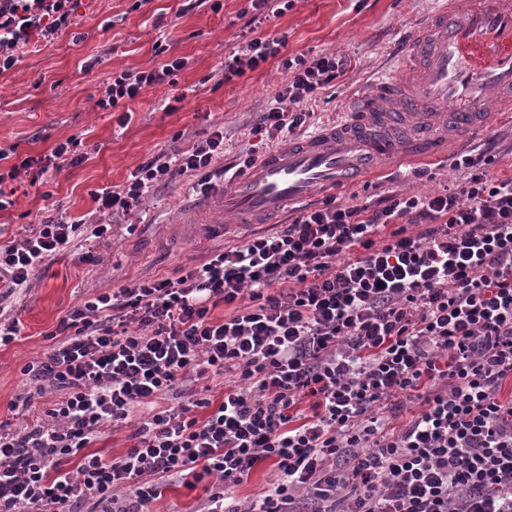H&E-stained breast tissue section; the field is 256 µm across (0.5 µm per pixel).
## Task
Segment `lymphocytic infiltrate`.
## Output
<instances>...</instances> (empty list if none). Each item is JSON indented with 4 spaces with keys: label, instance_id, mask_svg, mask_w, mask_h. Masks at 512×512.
Listing matches in <instances>:
<instances>
[{
    "label": "lymphocytic infiltrate",
    "instance_id": "lymphocytic-infiltrate-1",
    "mask_svg": "<svg viewBox=\"0 0 512 512\" xmlns=\"http://www.w3.org/2000/svg\"><path fill=\"white\" fill-rule=\"evenodd\" d=\"M250 2V38L225 57L224 79L280 57L289 80L252 133L284 141L345 66L330 54L282 56L285 38L260 25L295 0ZM80 5L0 0V73L29 45L67 32L84 40ZM186 64L118 72L96 105L117 109ZM223 156L217 126L94 192V221L50 216L0 244V303L78 237L110 233L111 218L132 214L160 183L189 176L193 192L209 194L232 171ZM87 158L75 135L44 156L0 149L12 162L0 172V211L14 204L5 180L42 186ZM489 162L458 155L467 175L446 193L299 207L185 274L85 300L59 321L45 360L23 369L37 394L61 397L15 431L0 427V512H144L164 481L188 478L212 482L201 512H512V399L501 397L512 381V177L487 175ZM220 305L227 314L212 317ZM227 374L220 401L161 404L191 377ZM138 411L122 456L93 451ZM267 460L275 481L241 509L229 487Z\"/></svg>",
    "mask_w": 512,
    "mask_h": 512
}]
</instances>
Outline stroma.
<instances>
[{"mask_svg":"<svg viewBox=\"0 0 512 512\" xmlns=\"http://www.w3.org/2000/svg\"><path fill=\"white\" fill-rule=\"evenodd\" d=\"M181 0H92L79 10L82 42L70 35L53 44L28 49L9 71L0 73V148L17 147L33 155L48 152L58 142L79 134L90 148L88 160L50 171L41 198L27 179L11 181L14 206L0 212V243L28 234L31 225L67 213L88 217L95 208L91 194L122 186L146 158L162 151L185 149L215 126L224 128V160L243 162L255 143L250 133L268 97L288 81L278 60L229 83H221L225 55L243 44L247 0H223L220 11L201 9L178 15ZM436 0H296L282 17L270 18L264 30L286 35L287 55L336 54L348 61L318 102L315 129L342 124L351 97L369 91L381 76L397 74L406 40L435 9ZM166 25L154 26L156 17ZM169 44L171 53L187 58L176 86L160 85L143 92L130 105L131 119L119 125L117 113L95 105L112 75L154 63L155 41ZM97 65L84 69L87 58ZM179 97L176 111H165L169 98ZM476 152L487 151L489 175L512 176V112L493 115L487 137L474 141ZM456 146L445 156L402 164L392 156L379 160L376 173L337 192L340 203L369 201L383 192L433 193L455 188L460 172L453 166ZM424 177H415V170ZM189 178L162 185L139 214L115 219L105 237L85 235L76 248L95 260L82 263L68 254L53 257L31 277L16 303L0 310V319H19L20 334L0 348V423L18 428L22 417L9 405L30 386L22 368L44 359L61 318L97 293L117 289L146 277H171L197 264L200 257L227 241H243L255 225H231L223 237L206 242L189 239L182 221L191 219L196 200ZM207 496L204 484L187 488L175 480L149 512H199Z\"/></svg>","mask_w":512,"mask_h":512,"instance_id":"1","label":"stroma"}]
</instances>
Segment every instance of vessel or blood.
I'll return each mask as SVG.
<instances>
[{
    "label": "vessel or blood",
    "mask_w": 512,
    "mask_h": 512,
    "mask_svg": "<svg viewBox=\"0 0 512 512\" xmlns=\"http://www.w3.org/2000/svg\"><path fill=\"white\" fill-rule=\"evenodd\" d=\"M499 110L512 112V0H441L414 30L400 72L357 98L350 121L288 142L212 192L199 206L213 216L197 230L275 218L374 173L384 154L405 163L444 154L410 130L444 121L463 143Z\"/></svg>",
    "instance_id": "1"
}]
</instances>
